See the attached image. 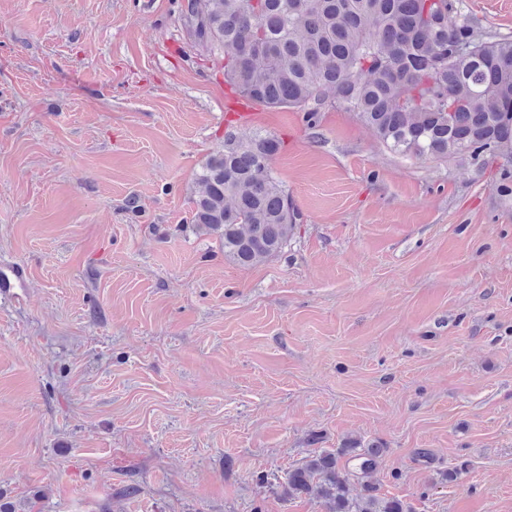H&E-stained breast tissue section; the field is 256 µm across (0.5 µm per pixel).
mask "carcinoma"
Segmentation results:
<instances>
[{"label":"carcinoma","instance_id":"obj_1","mask_svg":"<svg viewBox=\"0 0 512 512\" xmlns=\"http://www.w3.org/2000/svg\"><path fill=\"white\" fill-rule=\"evenodd\" d=\"M184 14L195 44L224 59L231 91L259 107L297 109L313 127L323 109L345 108L403 155L512 158V38L458 15L457 0H194ZM280 149L268 133L227 130L196 178L192 228L241 268L279 256L302 223L270 167ZM379 452H315L288 473L287 494L327 512H408L372 482L349 496Z\"/></svg>","mask_w":512,"mask_h":512}]
</instances>
